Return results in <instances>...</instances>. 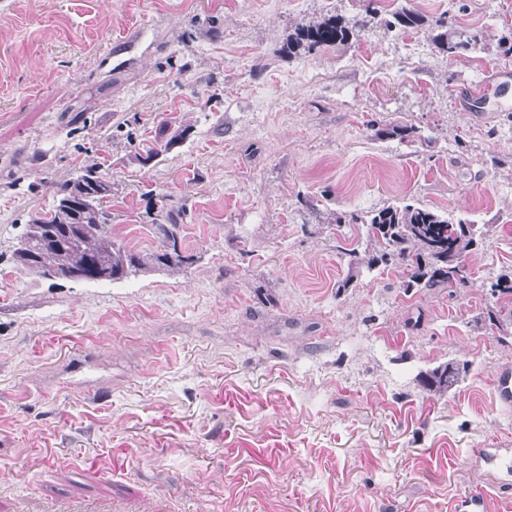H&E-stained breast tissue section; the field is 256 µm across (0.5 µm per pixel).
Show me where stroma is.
Returning <instances> with one entry per match:
<instances>
[{"label": "stroma", "instance_id": "1", "mask_svg": "<svg viewBox=\"0 0 512 512\" xmlns=\"http://www.w3.org/2000/svg\"><path fill=\"white\" fill-rule=\"evenodd\" d=\"M404 7L422 25L388 28ZM332 16L366 27L288 54ZM91 165L116 240L156 249L173 208L191 262L18 272ZM402 202L487 225L469 284L351 264L372 244L337 216ZM509 271L512 0H0V512H512V330L475 323ZM434 40L450 57L463 51H474L479 45V39L475 35L462 39L461 36L459 38L449 37L448 32H444L437 34ZM464 371L465 364L461 367L457 360L451 359L424 374L421 384L429 393L441 396L458 386Z\"/></svg>", "mask_w": 512, "mask_h": 512}]
</instances>
